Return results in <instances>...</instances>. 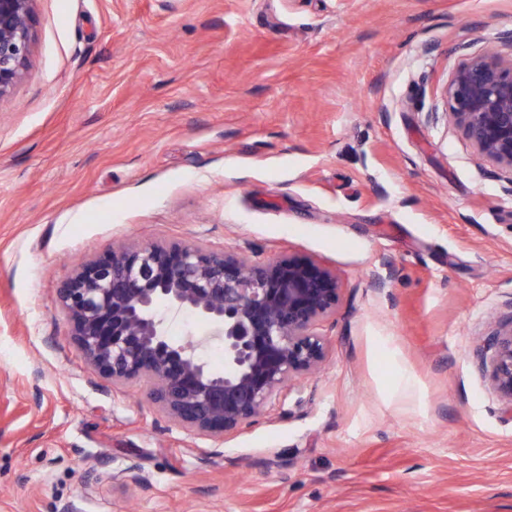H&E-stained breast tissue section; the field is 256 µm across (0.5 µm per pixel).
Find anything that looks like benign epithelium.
Listing matches in <instances>:
<instances>
[{"mask_svg":"<svg viewBox=\"0 0 512 512\" xmlns=\"http://www.w3.org/2000/svg\"><path fill=\"white\" fill-rule=\"evenodd\" d=\"M35 0H0V100L30 66ZM446 115L493 167L512 172V58L471 59L445 88ZM341 279L314 260L253 262L191 244L129 245L81 264L58 288L80 353L114 385L139 383L146 400L213 438L267 414L290 383L323 363L317 326L336 312ZM191 314L206 330L174 340L170 320ZM224 345V372L202 358ZM492 387L512 409V318L487 338ZM144 485L135 461L112 476Z\"/></svg>","mask_w":512,"mask_h":512,"instance_id":"1","label":"benign epithelium"}]
</instances>
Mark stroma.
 <instances>
[{
  "label": "stroma",
  "instance_id": "1",
  "mask_svg": "<svg viewBox=\"0 0 512 512\" xmlns=\"http://www.w3.org/2000/svg\"><path fill=\"white\" fill-rule=\"evenodd\" d=\"M34 11L0 100V512H512L481 352L512 315V175L442 95L512 55V0ZM172 242L342 282L320 369L221 441L95 371L58 301L77 263ZM131 458L148 484L113 481Z\"/></svg>",
  "mask_w": 512,
  "mask_h": 512
}]
</instances>
